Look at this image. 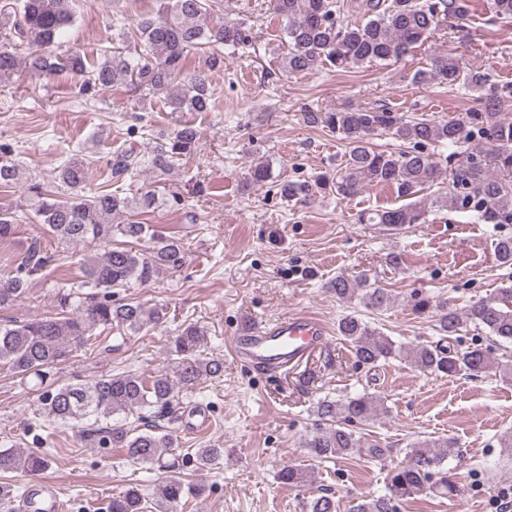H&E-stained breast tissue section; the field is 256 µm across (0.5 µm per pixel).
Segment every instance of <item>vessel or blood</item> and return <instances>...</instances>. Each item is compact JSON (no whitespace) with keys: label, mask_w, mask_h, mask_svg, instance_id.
<instances>
[{"label":"vessel or blood","mask_w":512,"mask_h":512,"mask_svg":"<svg viewBox=\"0 0 512 512\" xmlns=\"http://www.w3.org/2000/svg\"><path fill=\"white\" fill-rule=\"evenodd\" d=\"M327 341L328 330L320 320L287 315L271 326L256 327L234 336L232 350L240 362L277 375L302 366ZM23 512H65V508L55 493H36L25 503Z\"/></svg>","instance_id":"1"}]
</instances>
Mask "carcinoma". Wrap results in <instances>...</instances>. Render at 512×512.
<instances>
[{
    "label": "carcinoma",
    "instance_id": "cac0c4a2",
    "mask_svg": "<svg viewBox=\"0 0 512 512\" xmlns=\"http://www.w3.org/2000/svg\"><path fill=\"white\" fill-rule=\"evenodd\" d=\"M215 0H162L154 15L138 19L133 29L121 27L119 41L134 46L123 53L104 49V61L89 71L82 57L64 49L68 27L73 21L72 0H20L13 12L0 16V29L9 30L35 47L28 67L40 75L64 71L81 81L83 94L117 83H127L141 95L165 94L174 112H209L213 92L204 73L187 74L186 51L207 54L211 70L224 67V49L245 44L239 24L214 21ZM273 8L286 21L288 54L285 68L290 73L334 67L339 71L364 63L397 61L431 38L451 17L464 12L459 0H354L362 22L340 23V0H273ZM16 52L0 47V77L11 75L18 66ZM413 80L422 85L446 84L482 92L479 107L461 118L412 117L405 119L386 109H354L322 112L306 110L307 120L336 132L348 144L346 163L336 177L309 182L285 183V198L309 197L315 189L333 187L336 194L352 197L364 185L383 184L396 189L408 203L397 208L366 212L363 224H383L398 231L407 224L426 222L428 211L415 201L422 186L440 172L429 149L448 148V195L444 206L476 213L486 224H512V90L490 83L489 75L463 69L447 54L433 58L430 67L417 71ZM388 133L405 144L397 151L371 147L374 136ZM198 131L183 125L147 157L132 147L112 152L108 167L112 180L120 182L149 165L159 171L171 169L176 160L196 149ZM90 162L73 156L58 166L47 179L26 173L9 151L0 150V186L21 184L24 202L0 205V241L14 237L32 211L60 248L92 245L102 250L84 256L81 281L55 295L53 309L24 320H0V367L5 366L21 383L39 393L38 411L52 421L77 429L87 448H120L128 461L147 469H169L166 460L178 439L174 432L156 424L179 419L178 385L201 383L221 376L224 364L201 356V330L186 325L174 339L179 356L175 375L160 373L150 378L131 371L105 373L85 382H63L59 365L80 342L94 350L97 328H117L140 333L162 320V313L134 300L113 298L112 289L130 281L150 283L167 269L181 268L186 254L181 242L158 237L147 251L135 243L146 234L147 225L137 217L153 211L158 198L151 190L132 197L110 190L89 192ZM499 261L512 265V236L496 242ZM60 252L42 246L36 239L28 249L0 269V310L26 298L32 280L60 267ZM96 292L86 293L84 289ZM330 290L340 301L354 300L367 310L390 306L391 294L374 287L366 277L338 276ZM436 310V342L403 346L370 326L357 311L343 315L337 331L359 365L375 367L381 362L401 360L423 372L475 378L493 371L505 383L512 382V361L494 357V347L512 343V285L504 286L462 310L429 297L414 300V310L425 314ZM476 331L473 346L457 350L449 340L462 332ZM138 412L139 425L126 427L112 422L119 413ZM315 412L326 427L308 442L320 458H339L377 446L362 440L354 424L376 420L387 412L383 396L364 393L345 401L323 398ZM455 443L446 439L422 440L414 444L409 460L395 468L387 483L388 493L361 498L350 512H397V503L420 495H459L448 478L445 461L454 455ZM199 468H209L224 458L222 448H199ZM49 465L39 451L20 454L0 449V473L25 470L39 472ZM279 478L288 485L310 481L309 472L289 466ZM200 488L170 475L152 488L151 495L130 487L112 497L108 512H178L182 501L196 496ZM303 512H337L330 497L307 500Z\"/></svg>",
    "mask_w": 512,
    "mask_h": 512
}]
</instances>
